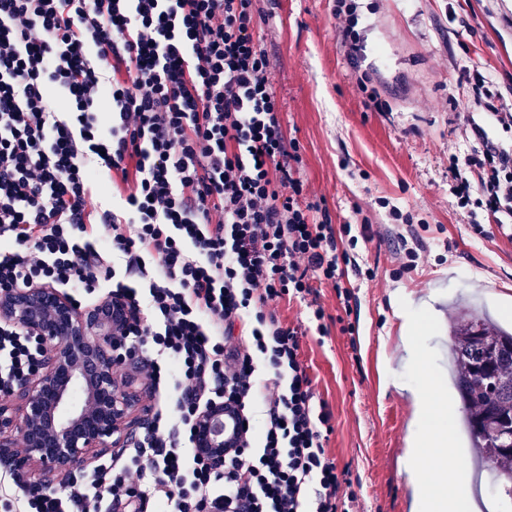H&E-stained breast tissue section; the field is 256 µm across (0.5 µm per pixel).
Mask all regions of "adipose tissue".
<instances>
[{
  "label": "adipose tissue",
  "instance_id": "ef3b65f1",
  "mask_svg": "<svg viewBox=\"0 0 512 512\" xmlns=\"http://www.w3.org/2000/svg\"><path fill=\"white\" fill-rule=\"evenodd\" d=\"M419 420L411 426L410 475L418 491L411 512H459L470 499L468 486L460 482L455 472L449 471L445 460L452 449V436L444 425L453 407L447 392L430 390L415 392ZM435 469L434 487L423 485L428 469Z\"/></svg>",
  "mask_w": 512,
  "mask_h": 512
}]
</instances>
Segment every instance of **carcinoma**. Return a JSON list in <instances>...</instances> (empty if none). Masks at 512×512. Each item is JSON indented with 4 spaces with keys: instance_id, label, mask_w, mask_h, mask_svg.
I'll use <instances>...</instances> for the list:
<instances>
[{
    "instance_id": "carcinoma-1",
    "label": "carcinoma",
    "mask_w": 512,
    "mask_h": 512,
    "mask_svg": "<svg viewBox=\"0 0 512 512\" xmlns=\"http://www.w3.org/2000/svg\"><path fill=\"white\" fill-rule=\"evenodd\" d=\"M455 388L473 446L512 498V333L476 313L450 332Z\"/></svg>"
}]
</instances>
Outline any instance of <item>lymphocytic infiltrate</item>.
<instances>
[{
    "instance_id": "f902f5d3",
    "label": "lymphocytic infiltrate",
    "mask_w": 512,
    "mask_h": 512,
    "mask_svg": "<svg viewBox=\"0 0 512 512\" xmlns=\"http://www.w3.org/2000/svg\"><path fill=\"white\" fill-rule=\"evenodd\" d=\"M351 63L363 57L356 0L335 9ZM254 0H0V292L36 282L107 289L130 316L117 334L160 403L111 466L63 492L23 490L15 512H341L343 473L326 451L332 414L300 358L308 331L268 304L339 283L346 244L296 177ZM112 104L101 131L93 112ZM457 203L512 223V153L492 142L452 157ZM107 174L120 211L93 209ZM108 225L107 244L95 238ZM40 352L0 323V396ZM217 404L245 425L223 460L194 423Z\"/></svg>"
}]
</instances>
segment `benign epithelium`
Masks as SVG:
<instances>
[{"label": "benign epithelium", "instance_id": "obj_1", "mask_svg": "<svg viewBox=\"0 0 512 512\" xmlns=\"http://www.w3.org/2000/svg\"><path fill=\"white\" fill-rule=\"evenodd\" d=\"M0 320L35 338L41 358L34 381L18 384L15 411L0 407V463L21 472L38 464L66 483L85 469L93 448L117 447L126 436L133 399L113 387L120 343L100 307L81 309L48 284L0 294ZM198 447L224 457V406H214L195 422ZM24 448L16 450L13 435Z\"/></svg>", "mask_w": 512, "mask_h": 512}]
</instances>
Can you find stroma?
I'll use <instances>...</instances> for the list:
<instances>
[{"instance_id":"obj_1","label":"stroma","mask_w":512,"mask_h":512,"mask_svg":"<svg viewBox=\"0 0 512 512\" xmlns=\"http://www.w3.org/2000/svg\"><path fill=\"white\" fill-rule=\"evenodd\" d=\"M335 5L276 0L262 28L307 193L325 199L334 224L366 222L376 233L350 252L341 286L351 303L316 283L327 333L302 337L301 359L332 413L326 450L347 473L346 512H409L408 386L447 389L448 323L469 301L512 327V237L493 223L488 236L473 233L485 216L458 205L449 172L451 155L479 147L478 127L512 153V129L472 104L478 72L495 111L512 113V0H360V67L389 102L384 113L363 106ZM393 207L425 227L417 267L405 274L403 256L381 237ZM408 320L418 325L422 373L403 341Z\"/></svg>"}]
</instances>
